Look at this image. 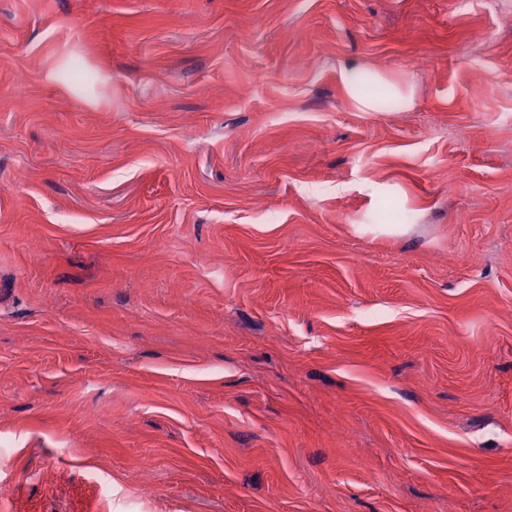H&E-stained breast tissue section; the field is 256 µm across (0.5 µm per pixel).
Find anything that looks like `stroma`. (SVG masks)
<instances>
[{
	"mask_svg": "<svg viewBox=\"0 0 512 512\" xmlns=\"http://www.w3.org/2000/svg\"><path fill=\"white\" fill-rule=\"evenodd\" d=\"M493 2L0 0V512H512ZM340 82L346 98L362 112H380L386 100L401 102L405 106H409L412 100L405 86L363 64L341 65ZM369 86L380 88L382 93H368Z\"/></svg>",
	"mask_w": 512,
	"mask_h": 512,
	"instance_id": "35a3bbf8",
	"label": "stroma"
}]
</instances>
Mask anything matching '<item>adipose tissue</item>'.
I'll list each match as a JSON object with an SVG mask.
<instances>
[{"mask_svg":"<svg viewBox=\"0 0 512 512\" xmlns=\"http://www.w3.org/2000/svg\"><path fill=\"white\" fill-rule=\"evenodd\" d=\"M340 82L346 98L363 112L381 111L388 100L406 106L412 100L405 86L362 64L341 65Z\"/></svg>","mask_w":512,"mask_h":512,"instance_id":"ef3b65f1","label":"adipose tissue"}]
</instances>
